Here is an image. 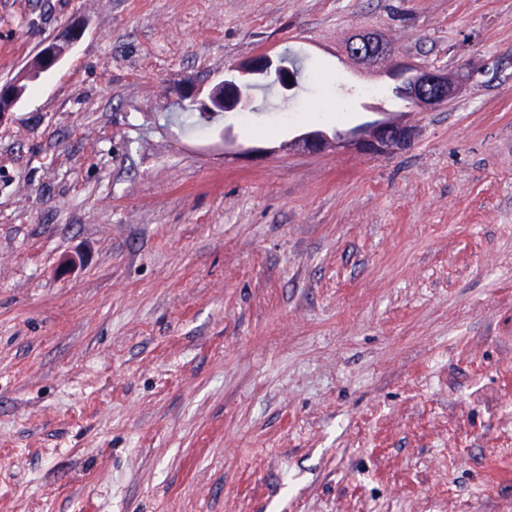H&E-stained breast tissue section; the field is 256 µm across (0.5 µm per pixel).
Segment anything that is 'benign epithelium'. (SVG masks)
<instances>
[{
	"mask_svg": "<svg viewBox=\"0 0 512 512\" xmlns=\"http://www.w3.org/2000/svg\"><path fill=\"white\" fill-rule=\"evenodd\" d=\"M389 74L401 81L402 92L423 110L435 109L454 99L470 82L472 75L458 71L450 72L436 66L417 65L393 60ZM295 77L279 54L269 52L257 54L232 66L223 81L209 93L208 110L211 112H246L251 107V90L260 82L267 81L288 91L292 84L288 78ZM23 90L14 82L0 85V123L21 100ZM415 131L407 125L377 123L369 131L354 140L355 147L366 154L385 155L408 147ZM302 150L317 152L325 149L329 139L324 134L310 133L299 140Z\"/></svg>",
	"mask_w": 512,
	"mask_h": 512,
	"instance_id": "1",
	"label": "benign epithelium"
}]
</instances>
